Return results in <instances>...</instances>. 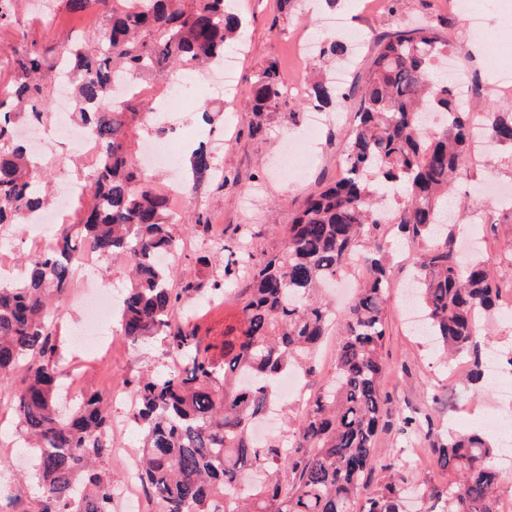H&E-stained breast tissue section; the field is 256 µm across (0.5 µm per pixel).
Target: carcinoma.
Here are the masks:
<instances>
[{
    "label": "carcinoma",
    "instance_id": "1",
    "mask_svg": "<svg viewBox=\"0 0 512 512\" xmlns=\"http://www.w3.org/2000/svg\"><path fill=\"white\" fill-rule=\"evenodd\" d=\"M107 15L94 40L67 48L79 116L100 146L86 174L90 205L79 229L58 224L53 244L36 249L13 282L0 281V385L11 392L19 436L33 449L41 492L39 512H112V476L100 463L108 454L112 417L108 399L93 393L59 410L54 313L73 288L86 244L102 258L130 264L131 285L120 296L118 332L135 344L163 342L179 365L130 382L136 406L129 417L143 439L139 479L155 512H400L404 488L395 482L372 491L375 436L384 410L380 393L389 370L382 354L390 273L382 224L398 227L425 247L418 261L416 296L426 335L450 360L479 359L486 338L479 316L496 306L501 282L480 261L454 247L448 192L472 153L474 122L492 141L512 148V101L466 108L439 64L459 48L435 25L400 30L376 42L368 74L358 88L344 175L310 194L284 232L282 249L244 267L240 286L224 301L239 319L224 325L220 357L175 323L196 285H177L164 255L176 251L165 195L129 158L126 114L152 111L130 98L110 109L114 90L132 73L159 77L196 73L224 58L242 20L227 0H67ZM12 80L0 87V227L43 208L36 176L47 162L16 139L17 124L48 119L46 83L58 62L36 45L14 49ZM276 70L260 74L249 110L263 112L284 96ZM336 96L317 81L307 104ZM192 170H212L211 153L192 155ZM394 204L387 205V197ZM372 276L341 315L318 288L353 260ZM339 330L334 375L309 396L288 441L255 440L252 425L272 402L274 379L313 370L309 355L332 328ZM498 450L479 430L431 444L426 460L458 480L439 485L423 477L411 491L423 512H498Z\"/></svg>",
    "mask_w": 512,
    "mask_h": 512
}]
</instances>
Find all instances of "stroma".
Masks as SVG:
<instances>
[{
  "label": "stroma",
  "instance_id": "35a3bbf8",
  "mask_svg": "<svg viewBox=\"0 0 512 512\" xmlns=\"http://www.w3.org/2000/svg\"><path fill=\"white\" fill-rule=\"evenodd\" d=\"M482 7L480 26H473L467 12L449 13L448 0H399L397 11L363 6L362 0H232L231 6L245 19L246 42L237 52L234 69L239 94L232 105L215 98L201 100L186 113L185 124L169 137L177 150L176 170L188 191L200 195L194 209L202 223L190 227L175 222L174 234L183 243L176 279L195 280L202 304L185 322L202 344L218 343L225 324L235 319L236 310L214 300L215 264L199 262L198 240L218 233L224 240V261L236 266L240 245H247L253 258L278 252L283 244L282 228L290 224L303 198L319 186L332 182L342 167L343 150L350 125L328 124L306 141L314 158L303 179L276 170L274 160L286 136L301 135L304 123L293 124L288 111L294 97L272 102L263 112L247 110L245 100L256 77L275 66L282 83L306 80L309 75L331 76L316 54L301 52L311 35L321 40H346L349 73L342 86L349 97L347 110H354L355 95L370 66L375 37L394 33L418 21L436 22L441 35L457 45L458 63L467 73L472 99H494L492 86L501 71L512 70V0H476ZM55 26H48L29 4L19 0L10 23L0 26V85L11 79L8 58L12 49L30 44L52 48L54 56L65 51L70 36L94 37L105 23L94 12H71L65 0H55ZM344 18L345 28L324 30L325 16ZM212 149L213 162L222 166V177L193 176L190 159L197 147ZM512 184V149L494 148L476 156L456 185L449 205L465 197L480 202L484 222L472 234L482 244L478 257L492 276L512 287V212L486 202L482 194L488 180ZM386 259L391 266V288L386 308V337L383 355L390 370L382 384L386 405L376 434V456L391 463V470H375L367 483L378 489L392 481H415L424 477L418 468L430 443L464 433L480 425L484 414L512 418V372H502L497 384L473 392L465 383L466 366L449 368L428 337L412 332L400 304L401 292L417 272V245L406 243L396 227L384 233ZM53 242L51 232L33 236L27 225L15 224L0 231V269L19 271L30 252ZM56 361L63 392L108 394L110 387L124 385L139 375L165 369L171 359L159 341L146 339L131 348L121 343L101 344L87 352L76 340L83 314L75 297L59 309ZM482 334L488 341L487 356L505 361L512 356V297L503 296L500 308L486 314ZM415 418L419 432L412 437L402 432L405 418ZM17 419L4 390L0 389V512H38L40 490L32 475L36 458L21 450Z\"/></svg>",
  "mask_w": 512,
  "mask_h": 512
}]
</instances>
